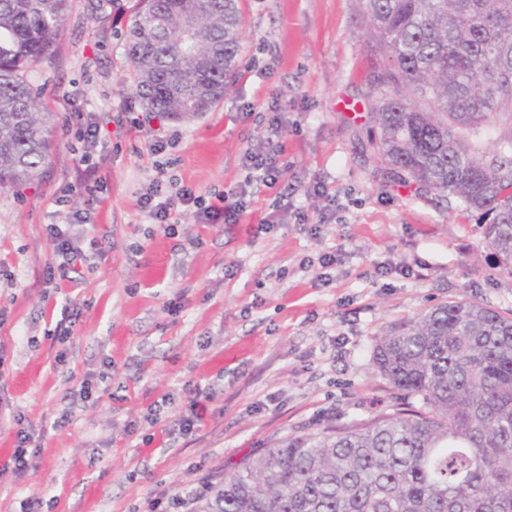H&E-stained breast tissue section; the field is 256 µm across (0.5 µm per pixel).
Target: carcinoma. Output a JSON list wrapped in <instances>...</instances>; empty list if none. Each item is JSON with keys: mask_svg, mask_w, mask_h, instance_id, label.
Instances as JSON below:
<instances>
[{"mask_svg": "<svg viewBox=\"0 0 512 512\" xmlns=\"http://www.w3.org/2000/svg\"><path fill=\"white\" fill-rule=\"evenodd\" d=\"M378 158L400 178L485 209L512 277V0H357ZM69 0H0V189L39 182L50 124L28 73L51 59ZM125 32L149 112L199 117L244 51L240 0H135ZM372 363L408 399L298 431L224 473L193 512H512V313L468 298L377 337Z\"/></svg>", "mask_w": 512, "mask_h": 512, "instance_id": "1", "label": "carcinoma"}]
</instances>
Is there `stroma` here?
I'll list each match as a JSON object with an SVG mask.
<instances>
[{"label":"stroma","mask_w":512,"mask_h":512,"mask_svg":"<svg viewBox=\"0 0 512 512\" xmlns=\"http://www.w3.org/2000/svg\"><path fill=\"white\" fill-rule=\"evenodd\" d=\"M132 2L71 0L55 57L29 75L57 124L42 181L0 191V512L28 498L41 512H189L271 440L390 411L397 393L371 366L388 327L462 297L512 310V277L484 241L490 216L386 175L374 154L356 0H241L239 74L188 121L150 117L135 93ZM272 104L288 162L280 210L265 191L236 224L199 223L185 205L166 235L141 194L172 183L210 200L241 184ZM74 112L100 128L107 188L91 223L66 227L81 257L48 282L45 228L84 170L83 142L64 132ZM174 134L176 147L150 152ZM317 182L325 195L308 194ZM65 306L79 316L61 344ZM197 384L204 418L185 435ZM23 424L39 453L20 476Z\"/></svg>","instance_id":"35a3bbf8"}]
</instances>
